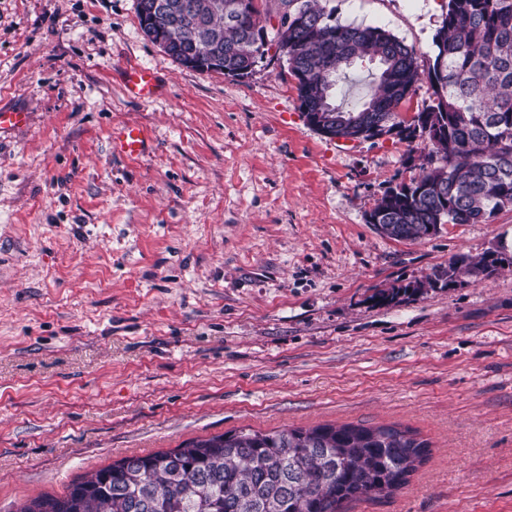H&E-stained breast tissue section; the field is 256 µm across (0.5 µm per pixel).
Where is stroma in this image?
Returning a JSON list of instances; mask_svg holds the SVG:
<instances>
[{"label": "stroma", "mask_w": 512, "mask_h": 512, "mask_svg": "<svg viewBox=\"0 0 512 512\" xmlns=\"http://www.w3.org/2000/svg\"><path fill=\"white\" fill-rule=\"evenodd\" d=\"M421 68L446 0H330ZM152 68L163 88L127 94ZM0 512L126 456L227 431L396 424L407 483L344 512H512V208L397 241L366 218L421 141L313 129L269 52L243 81L183 67L136 0H0ZM146 127L147 153L109 134ZM492 276L379 301L462 254ZM123 83L128 93L139 100L150 99L157 91L155 72L144 67L125 68ZM110 137L114 152L128 159H137L144 152L147 132L143 126L124 124L112 129Z\"/></svg>", "instance_id": "obj_1"}]
</instances>
